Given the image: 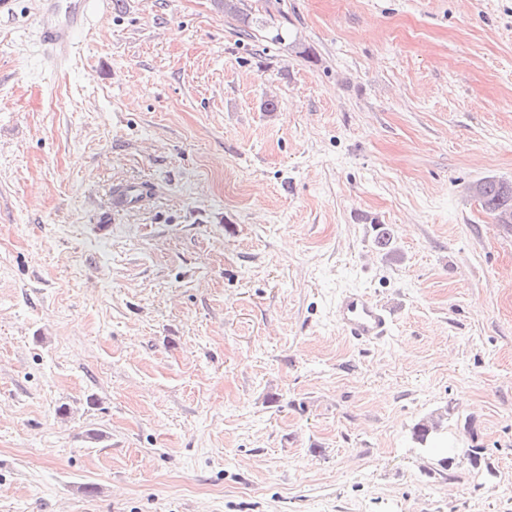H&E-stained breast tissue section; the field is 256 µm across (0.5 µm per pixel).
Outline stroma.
Segmentation results:
<instances>
[{
    "label": "stroma",
    "instance_id": "obj_1",
    "mask_svg": "<svg viewBox=\"0 0 512 512\" xmlns=\"http://www.w3.org/2000/svg\"><path fill=\"white\" fill-rule=\"evenodd\" d=\"M42 3L0 14V512H512V231L466 191L512 180V0H123L58 68ZM152 185L138 182L117 186L112 191V206L125 210L143 203L152 193ZM336 324L340 331L358 342L371 343L388 336L392 314L367 293L348 288L336 300Z\"/></svg>",
    "mask_w": 512,
    "mask_h": 512
}]
</instances>
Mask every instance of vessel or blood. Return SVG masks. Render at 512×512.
Listing matches in <instances>:
<instances>
[{
  "instance_id": "1",
  "label": "vessel or blood",
  "mask_w": 512,
  "mask_h": 512,
  "mask_svg": "<svg viewBox=\"0 0 512 512\" xmlns=\"http://www.w3.org/2000/svg\"><path fill=\"white\" fill-rule=\"evenodd\" d=\"M90 0H48L49 17L42 30V41L54 63L64 62L74 44V32L87 19ZM152 193L151 184L138 182L117 186L112 206L125 210L143 203ZM336 324L349 338L371 343L388 336L393 318L382 304L357 288L343 291L336 300Z\"/></svg>"
}]
</instances>
